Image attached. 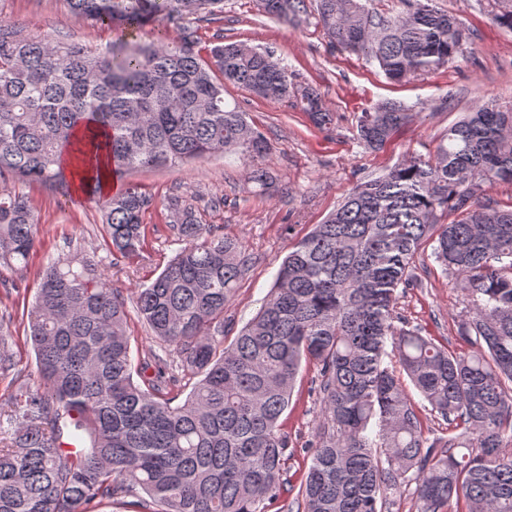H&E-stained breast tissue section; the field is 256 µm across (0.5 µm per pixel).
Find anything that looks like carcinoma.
<instances>
[{"label":"carcinoma","mask_w":512,"mask_h":512,"mask_svg":"<svg viewBox=\"0 0 512 512\" xmlns=\"http://www.w3.org/2000/svg\"><path fill=\"white\" fill-rule=\"evenodd\" d=\"M67 2L115 39L92 49L0 21V178L67 172L95 196L103 165L118 176L215 153L262 158L267 138L225 101L226 82L270 103L299 91L315 125L330 121L273 51L219 42L203 55L188 27L169 39V24L222 15L224 0ZM259 3L271 18L309 20L307 0ZM398 4L388 16L367 0H317L315 20L395 82L454 62L472 39L434 0ZM488 7L512 31V0ZM414 117L383 101L358 117V139L378 150ZM481 182L512 185L511 103L465 115L428 159L357 183L292 244L265 304L229 342L224 308L251 268L245 246L214 235L179 197L158 203L129 185L106 198L112 252L140 254L143 215L157 204L184 242L135 306L199 379L181 401L164 359L134 358L124 298L93 257L50 262L27 312L37 379L0 400V512H100L137 488L149 512H267L287 491L279 420L304 362L317 369L320 420L288 512H379L411 485L417 512H448L454 499L466 512H512V455L501 452L512 447V202L477 195ZM38 221L24 194L0 195V266L27 262ZM427 241L467 301L459 335L472 353L395 325V291L417 286ZM11 337L1 317L0 378L19 373ZM388 342L448 435L427 436L400 374L381 367Z\"/></svg>","instance_id":"cac0c4a2"}]
</instances>
